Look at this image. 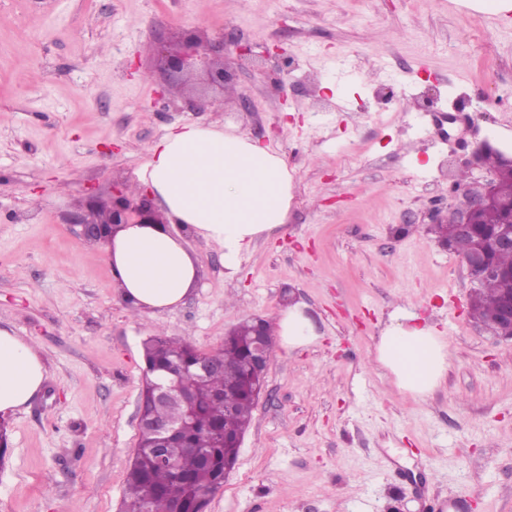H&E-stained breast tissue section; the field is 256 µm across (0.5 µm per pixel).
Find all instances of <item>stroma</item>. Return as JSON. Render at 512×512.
<instances>
[{"label": "stroma", "instance_id": "obj_1", "mask_svg": "<svg viewBox=\"0 0 512 512\" xmlns=\"http://www.w3.org/2000/svg\"><path fill=\"white\" fill-rule=\"evenodd\" d=\"M190 31H231L258 53L282 44L297 62L287 96L237 69L206 111L159 97L155 42ZM188 124L277 151L293 177L288 222L232 270L188 237L195 288L139 315L102 245L66 217L87 184L110 201L113 180L136 181L150 147ZM486 139L512 148V18L462 0H0V326L50 374L0 419V512H121L143 340L210 350L292 304L316 338L274 345L206 512H512V341L470 318L467 272L429 231ZM398 309L447 343L425 398L376 360Z\"/></svg>", "mask_w": 512, "mask_h": 512}]
</instances>
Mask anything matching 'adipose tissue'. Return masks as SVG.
Segmentation results:
<instances>
[{
	"label": "adipose tissue",
	"instance_id": "1",
	"mask_svg": "<svg viewBox=\"0 0 512 512\" xmlns=\"http://www.w3.org/2000/svg\"><path fill=\"white\" fill-rule=\"evenodd\" d=\"M141 181L168 219L183 225V233L127 224L104 249L124 299L151 315L177 307L197 282L198 264L185 234L221 247L231 267L253 242L287 224L293 199L292 176L280 154L246 135L213 127L172 130L150 148ZM447 357L446 343L433 328L396 319L376 349L395 387L420 397L440 384ZM47 378L40 353L25 338L0 328V415L22 409Z\"/></svg>",
	"mask_w": 512,
	"mask_h": 512
}]
</instances>
